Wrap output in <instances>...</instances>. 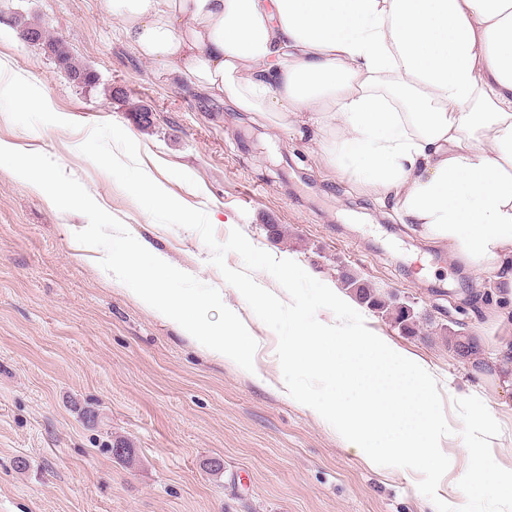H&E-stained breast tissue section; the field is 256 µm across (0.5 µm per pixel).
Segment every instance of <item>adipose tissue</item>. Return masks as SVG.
Masks as SVG:
<instances>
[{
	"label": "adipose tissue",
	"mask_w": 512,
	"mask_h": 512,
	"mask_svg": "<svg viewBox=\"0 0 512 512\" xmlns=\"http://www.w3.org/2000/svg\"><path fill=\"white\" fill-rule=\"evenodd\" d=\"M176 81L296 127L512 323V0H99Z\"/></svg>",
	"instance_id": "adipose-tissue-1"
}]
</instances>
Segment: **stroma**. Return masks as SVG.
Here are the masks:
<instances>
[{"label": "stroma", "mask_w": 512, "mask_h": 512, "mask_svg": "<svg viewBox=\"0 0 512 512\" xmlns=\"http://www.w3.org/2000/svg\"><path fill=\"white\" fill-rule=\"evenodd\" d=\"M25 19L65 42L99 83H71L51 55L24 42ZM33 83L41 107L17 109L6 89ZM153 113L151 127L135 119ZM0 139L53 158L131 234L201 282L263 339L276 334L226 285L195 231L154 221L79 151L90 126L113 122L137 143L145 172L184 205L207 212L218 240L240 229L256 247L296 261L348 298L339 268L410 305L422 331L403 333L386 313L359 306L367 327L429 367L454 435L437 494L463 505L468 466L454 399L479 397L502 428L495 461L512 468V372L490 367L512 354V327L496 294L447 245L421 239L384 215L364 179L325 160L318 143L178 85L168 67L139 57L99 0H0ZM88 224L0 167V512H436L418 472L368 468L338 432L276 395L278 361L262 353L259 384L199 349L106 280L95 253L79 251ZM280 225L282 239L267 227ZM479 336L470 360L448 334ZM91 409L95 419L83 418ZM121 438L133 464L107 450ZM26 469H18V459ZM220 460L222 474L209 469Z\"/></svg>", "instance_id": "35a3bbf8"}]
</instances>
